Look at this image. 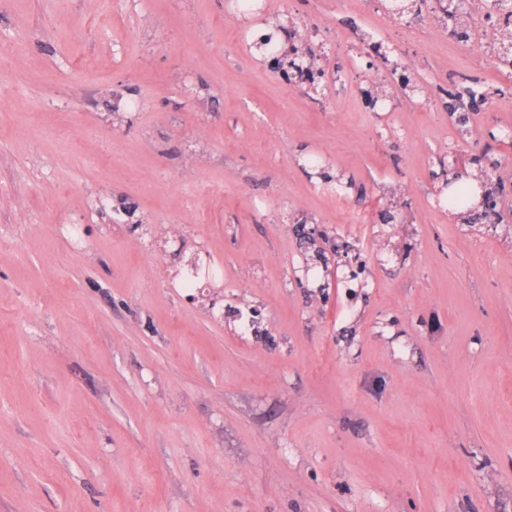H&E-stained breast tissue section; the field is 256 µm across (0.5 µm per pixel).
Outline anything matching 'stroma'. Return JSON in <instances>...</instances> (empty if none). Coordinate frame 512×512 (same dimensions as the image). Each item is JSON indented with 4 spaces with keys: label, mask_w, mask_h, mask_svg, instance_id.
<instances>
[{
    "label": "stroma",
    "mask_w": 512,
    "mask_h": 512,
    "mask_svg": "<svg viewBox=\"0 0 512 512\" xmlns=\"http://www.w3.org/2000/svg\"><path fill=\"white\" fill-rule=\"evenodd\" d=\"M224 2L0 0V512H512L491 20L465 47L380 0ZM266 21L296 26L322 93L256 57ZM367 33L422 93L367 106L365 74L391 78ZM465 76L490 98L464 135L444 89ZM476 157L502 223L435 205ZM194 258L223 282L177 287Z\"/></svg>",
    "instance_id": "1"
}]
</instances>
